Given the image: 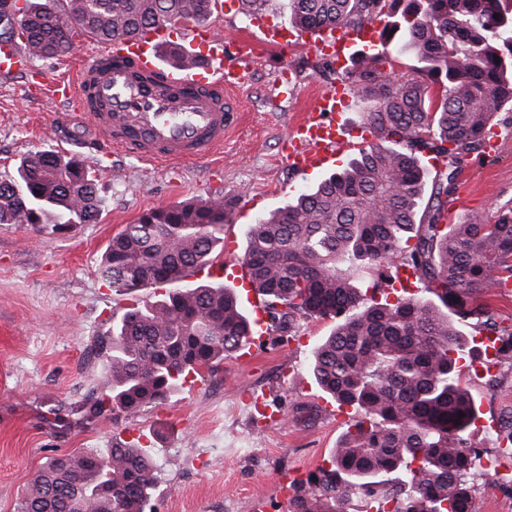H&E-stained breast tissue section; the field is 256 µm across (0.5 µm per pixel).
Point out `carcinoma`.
Listing matches in <instances>:
<instances>
[{
    "label": "carcinoma",
    "instance_id": "carcinoma-1",
    "mask_svg": "<svg viewBox=\"0 0 512 512\" xmlns=\"http://www.w3.org/2000/svg\"><path fill=\"white\" fill-rule=\"evenodd\" d=\"M214 0H0L18 16L29 54H63L78 34L112 39L161 22L204 21ZM302 31L361 30L384 20L380 54L358 53L346 77L377 136L340 171L258 218L243 264L267 297L271 326L295 315L335 321L313 351L323 393L353 408L329 465L289 486L287 512H473L481 450L478 409L460 384L466 325L494 336L512 359V326L483 299L512 279V207L490 221L448 223L458 154L479 153L496 116L512 107V0H289ZM413 77L389 79L392 55ZM439 87L436 95L431 88ZM448 159L425 194L423 154ZM226 207L208 197L149 210L112 238L99 266L112 291L132 296L211 266L224 243ZM99 217L94 169L53 150L24 158L0 181V224L55 231ZM415 243L406 250L402 244ZM418 273L425 296L378 302L354 284L358 266ZM253 323L229 288L200 285L151 304L135 302L112 324L105 378L88 413L131 415L168 399L191 374L214 372L247 342ZM155 459L134 441L104 453L49 459L17 512H146Z\"/></svg>",
    "mask_w": 512,
    "mask_h": 512
}]
</instances>
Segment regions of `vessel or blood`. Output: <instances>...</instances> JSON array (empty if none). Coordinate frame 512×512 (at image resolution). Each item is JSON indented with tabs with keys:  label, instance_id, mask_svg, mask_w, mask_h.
Listing matches in <instances>:
<instances>
[{
	"label": "vessel or blood",
	"instance_id": "obj_1",
	"mask_svg": "<svg viewBox=\"0 0 512 512\" xmlns=\"http://www.w3.org/2000/svg\"><path fill=\"white\" fill-rule=\"evenodd\" d=\"M189 41L197 63L160 66L157 50L172 39ZM294 32L261 30L241 39L242 57H250L255 42L287 48ZM361 40L366 52L379 53L378 34L336 28L325 30L314 46L323 56L337 59L339 49ZM29 55L22 44L0 46V75L25 71ZM234 84L229 67L211 29L190 21L160 23L116 41L95 43L91 61L75 81L56 82V98L78 97L97 139L146 163H177L220 153L232 123L226 107ZM348 88L336 84L319 90L284 142L283 152L293 168L309 171L327 164L337 154L357 149L338 120L347 102ZM254 334L250 345L260 344L267 333L266 299L253 295Z\"/></svg>",
	"mask_w": 512,
	"mask_h": 512
}]
</instances>
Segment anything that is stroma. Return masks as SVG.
Segmentation results:
<instances>
[{
    "label": "stroma",
    "mask_w": 512,
    "mask_h": 512,
    "mask_svg": "<svg viewBox=\"0 0 512 512\" xmlns=\"http://www.w3.org/2000/svg\"><path fill=\"white\" fill-rule=\"evenodd\" d=\"M224 20V54L235 58L239 36L262 24L287 26L288 0H267L257 15L244 16L237 0H217ZM88 37L76 39L61 56L33 60L28 73L0 78V179L12 177L21 159L43 149L98 166L100 218L63 233L33 224H0V512H15L27 482L48 457L101 452L113 440L138 441L158 465L152 512H284L287 480L328 464L346 428L337 404L318 388L310 369L312 352L332 322L295 317L288 338L270 330L259 361L226 357L214 373L189 376L164 403L133 415L87 416L82 406L104 373L102 343L114 318L134 300L161 299L158 286L135 297L112 292L97 268L112 237L145 211L219 195L231 202L224 245L213 254L221 282L241 288L246 232L263 214L286 205L327 174L342 167L339 156L321 168H289L280 142L315 91L335 82L333 69L313 70L318 58L309 38L288 50H266L253 58L234 97L239 125L214 157L180 164H146L122 152L103 157L97 147L75 141L88 132L76 118L77 103L55 100L54 81L89 63ZM287 69L291 90L281 95L275 75ZM495 155L462 154L456 190V220L487 219L512 206V111L499 113ZM471 338L460 359L461 382L480 408L473 432L484 456L499 472L512 471L491 431L512 420V359L498 360L490 373L475 369L483 346ZM253 388L266 396L277 420L261 424L241 403ZM217 433L221 443L207 461L194 447Z\"/></svg>",
    "instance_id": "stroma-1"
}]
</instances>
